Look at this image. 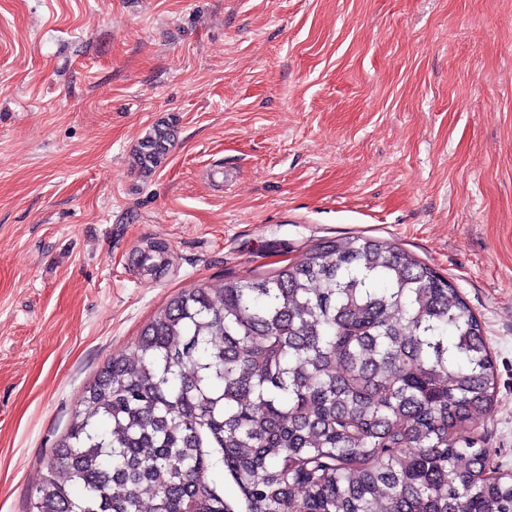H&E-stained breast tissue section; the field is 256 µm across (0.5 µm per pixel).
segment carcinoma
<instances>
[{"label":"carcinoma","instance_id":"cac0c4a2","mask_svg":"<svg viewBox=\"0 0 512 512\" xmlns=\"http://www.w3.org/2000/svg\"><path fill=\"white\" fill-rule=\"evenodd\" d=\"M176 124L133 150L141 176ZM495 390L446 277L388 240H324L156 314L85 388L30 512H512V473L486 475L468 430Z\"/></svg>","mask_w":512,"mask_h":512}]
</instances>
